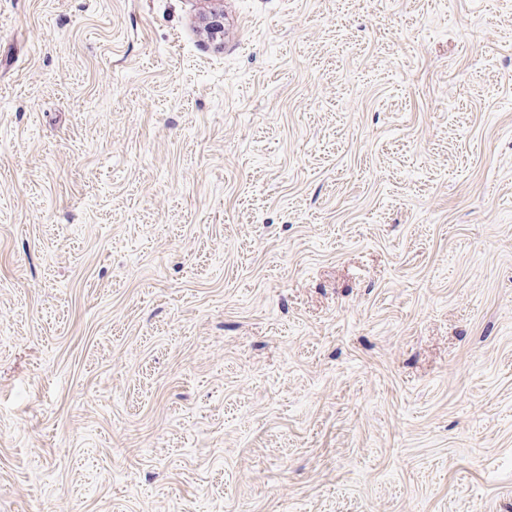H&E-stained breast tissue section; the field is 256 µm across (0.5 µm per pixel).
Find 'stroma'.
I'll return each mask as SVG.
<instances>
[{
  "instance_id": "1",
  "label": "stroma",
  "mask_w": 512,
  "mask_h": 512,
  "mask_svg": "<svg viewBox=\"0 0 512 512\" xmlns=\"http://www.w3.org/2000/svg\"><path fill=\"white\" fill-rule=\"evenodd\" d=\"M0 0V512H512V0Z\"/></svg>"
}]
</instances>
